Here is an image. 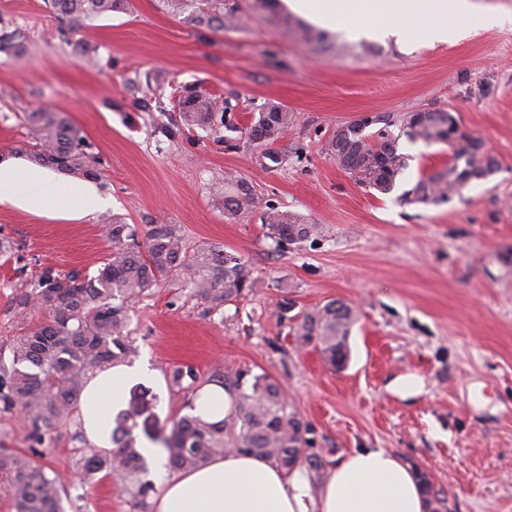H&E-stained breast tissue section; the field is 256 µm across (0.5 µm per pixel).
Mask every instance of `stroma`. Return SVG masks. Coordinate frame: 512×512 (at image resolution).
<instances>
[{
  "instance_id": "stroma-1",
  "label": "stroma",
  "mask_w": 512,
  "mask_h": 512,
  "mask_svg": "<svg viewBox=\"0 0 512 512\" xmlns=\"http://www.w3.org/2000/svg\"><path fill=\"white\" fill-rule=\"evenodd\" d=\"M126 12L91 23L95 55L84 63L60 40L44 0H0V31L19 30L25 64L0 52V158L26 157L32 135L25 112L52 106L93 145L112 215L131 224L183 225L190 246L235 250L254 287L221 312L190 288L165 279L129 304L128 363L147 372L140 386L159 399L160 417L184 413L190 391L172 386V366L268 373L308 424L310 446L337 462L355 448H385L417 462L441 489L447 512H512V0H473L453 42L349 39L330 30L329 46L304 43L318 30L277 0L242 26L203 29L173 16L159 0H130ZM508 16L483 28V13ZM192 85L230 105L237 146L224 148L199 127L170 139L159 112L145 111L128 78ZM295 112L276 148L278 167L256 161L247 128L267 104ZM451 112L462 132L482 140L499 163L438 205L407 204L399 192L444 170L443 143L408 140L410 112ZM366 115L388 118L408 167L395 193L354 181L327 154L338 126ZM253 182L272 204L323 227L315 241L278 249L260 212L227 219L212 196V176ZM16 257H0V363L23 314L12 303L44 268L95 272L110 251L97 221H49L0 209V238ZM296 311L331 300L353 305L358 321L346 369L300 346L280 319L282 296ZM22 413H0V447L16 448L59 477L66 512H154L156 494L116 491L109 480H76L91 452L79 414L28 438Z\"/></svg>"
}]
</instances>
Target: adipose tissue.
Instances as JSON below:
<instances>
[{"instance_id":"1","label":"adipose tissue","mask_w":512,"mask_h":512,"mask_svg":"<svg viewBox=\"0 0 512 512\" xmlns=\"http://www.w3.org/2000/svg\"><path fill=\"white\" fill-rule=\"evenodd\" d=\"M317 23L349 31L379 28L416 42L462 37L457 18L471 0H285ZM96 184H73L49 168L32 169L23 160L0 161V208L35 218L93 221L111 207ZM140 370L95 369L79 400L84 430L92 443L111 449L106 422L124 402ZM156 512H427L425 497L409 467L382 448L345 454L320 487L306 469L285 471L249 453L226 451L206 466L165 479Z\"/></svg>"}]
</instances>
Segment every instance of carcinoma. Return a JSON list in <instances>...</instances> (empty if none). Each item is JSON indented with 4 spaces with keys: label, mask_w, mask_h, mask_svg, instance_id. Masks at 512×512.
Masks as SVG:
<instances>
[{
    "label": "carcinoma",
    "mask_w": 512,
    "mask_h": 512,
    "mask_svg": "<svg viewBox=\"0 0 512 512\" xmlns=\"http://www.w3.org/2000/svg\"><path fill=\"white\" fill-rule=\"evenodd\" d=\"M160 2L169 13L214 30L236 26L245 17L237 0ZM46 7L59 21L61 34L81 35L91 21L128 10L129 0H47ZM130 91L138 95L145 110H153L151 101L157 90L150 80L130 81ZM173 94V109L160 108L166 118L160 130L166 137L195 126L237 131L236 124L212 96L191 86H178ZM26 121L34 132L27 149L32 161L74 178L101 179L91 143L59 111L33 109L26 113ZM296 121L295 113L279 104L267 106L254 117L248 129L249 143L258 151L263 168L281 163L273 145ZM360 122L369 128L384 120L378 115L364 116L342 126L329 138L326 149L359 184L388 194L407 168V156L399 152L397 140L386 130L360 131ZM403 122L409 140L446 143L452 150V165L404 191L405 202H444L471 181L486 179L498 170L493 156L474 147L473 136L448 125V113L411 112ZM215 192L224 198V214L232 219L254 212L258 204L255 186L243 178H226L216 185ZM262 221L266 236L280 249L321 234V225L308 224L272 204L267 205ZM103 232L112 250L94 274L80 270L62 274L46 269L13 298L17 307L37 311L42 318L22 321L11 340V364L0 366V412L22 409L30 424L28 437L39 444L49 428L71 417L89 372L121 363L130 353L125 340L127 303L149 295L170 275L190 286L210 304L211 311L238 301L254 286L252 270L241 255L210 244L189 249L180 224L141 226L109 218ZM293 310L288 298L278 304L280 319L293 323L297 340L315 345L329 365L344 369L350 356L349 338L357 322L356 309L333 300L299 314ZM172 381L191 391L195 399L205 385L190 366L174 368ZM211 381L232 395L231 413L226 419H204L193 413L195 406L189 402V413L162 421L156 412V396L147 395L140 386L132 388L127 407L119 412L112 429L115 448L106 454L94 452L82 461L81 483L91 485L102 473L113 483L135 485L137 493L145 495L152 484L140 481V475L147 471L138 448L141 436L160 443L169 464L178 471L199 468L234 448L267 458L286 471L303 466L314 482L325 478L329 462L307 448L304 434L308 424L288 403L278 379L239 369L227 374L217 370ZM411 468L422 486L429 512H443L446 498L428 473L415 462ZM0 476L8 482L15 512H65L59 478L33 464L26 455L0 448Z\"/></svg>",
    "instance_id": "cac0c4a2"
}]
</instances>
